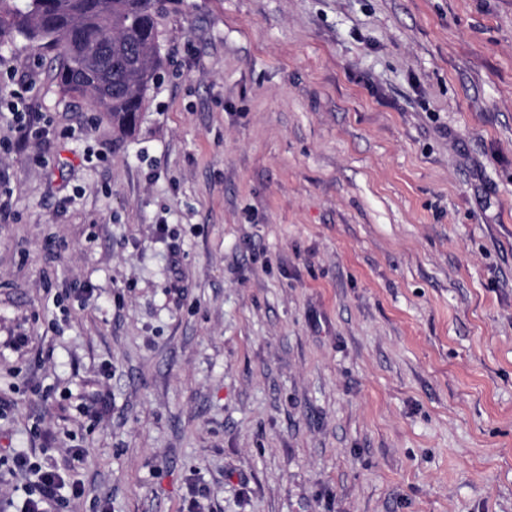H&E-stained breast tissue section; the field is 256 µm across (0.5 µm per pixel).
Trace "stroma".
Segmentation results:
<instances>
[{
  "label": "stroma",
  "mask_w": 512,
  "mask_h": 512,
  "mask_svg": "<svg viewBox=\"0 0 512 512\" xmlns=\"http://www.w3.org/2000/svg\"><path fill=\"white\" fill-rule=\"evenodd\" d=\"M161 30L127 138L0 46V448L61 512H512V0ZM0 458L6 460L9 464L8 470L15 474L31 473L34 477V486L38 494L33 497V493L25 499L21 512H58L61 499L58 492L65 487V481L61 474L48 467H43L37 461H32V457L25 452L15 451Z\"/></svg>",
  "instance_id": "obj_1"
}]
</instances>
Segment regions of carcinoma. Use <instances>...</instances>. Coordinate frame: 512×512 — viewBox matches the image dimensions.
<instances>
[{
  "label": "carcinoma",
  "mask_w": 512,
  "mask_h": 512,
  "mask_svg": "<svg viewBox=\"0 0 512 512\" xmlns=\"http://www.w3.org/2000/svg\"><path fill=\"white\" fill-rule=\"evenodd\" d=\"M167 0H0V44L19 37L50 51L58 89L86 98L121 136L131 134L161 67L159 19ZM108 52L109 76L79 66L84 50Z\"/></svg>",
  "instance_id": "carcinoma-1"
}]
</instances>
